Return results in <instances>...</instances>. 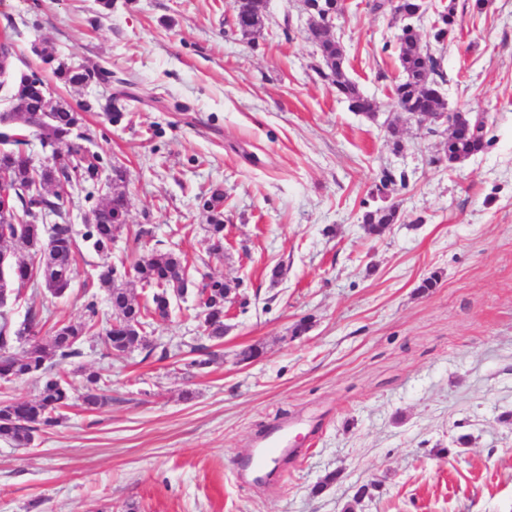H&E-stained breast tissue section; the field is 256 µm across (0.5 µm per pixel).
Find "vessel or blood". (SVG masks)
<instances>
[{
    "mask_svg": "<svg viewBox=\"0 0 512 512\" xmlns=\"http://www.w3.org/2000/svg\"><path fill=\"white\" fill-rule=\"evenodd\" d=\"M298 456L291 425L287 420L277 418L269 422L257 437L253 452L237 459V471L244 476L267 474L287 461L297 460Z\"/></svg>",
    "mask_w": 512,
    "mask_h": 512,
    "instance_id": "vessel-or-blood-1",
    "label": "vessel or blood"
}]
</instances>
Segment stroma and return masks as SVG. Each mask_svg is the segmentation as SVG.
I'll use <instances>...</instances> for the list:
<instances>
[{
  "label": "stroma",
  "instance_id": "stroma-1",
  "mask_svg": "<svg viewBox=\"0 0 512 512\" xmlns=\"http://www.w3.org/2000/svg\"><path fill=\"white\" fill-rule=\"evenodd\" d=\"M455 2L461 26L432 46L441 92L448 110L485 115L489 144L446 166V136L428 122H400L396 141L385 126L400 68L384 45L399 23L368 0H348L333 35L375 121L317 77L303 0H268L248 38L231 31L234 0H113L99 20L96 0H0L17 71L47 46L65 62H110L132 96L121 124L90 112L82 127L126 170V224L107 252L81 245L67 296L22 287L12 320L33 307L51 327L82 321L91 300L108 317L96 274L134 259L140 230L238 286L206 368L183 366L201 336L190 298L147 333L169 358H116L90 339L55 366L76 388L100 375L112 401L66 409L28 447L0 439V512H512V0L480 14ZM384 171L405 177L389 194L401 219L373 238L362 203ZM214 185L220 254L198 200ZM304 317L311 330L293 337ZM253 344L262 356L239 363ZM284 416L300 423L304 459L279 485L242 482L233 459Z\"/></svg>",
  "mask_w": 512,
  "mask_h": 512
}]
</instances>
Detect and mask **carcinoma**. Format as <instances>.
<instances>
[{"label":"carcinoma","mask_w":512,"mask_h":512,"mask_svg":"<svg viewBox=\"0 0 512 512\" xmlns=\"http://www.w3.org/2000/svg\"><path fill=\"white\" fill-rule=\"evenodd\" d=\"M421 6L419 0H372L373 13L389 12L397 17ZM267 0H244L236 9L234 30L248 37L263 25ZM458 24L454 0L434 14L431 37L442 43L455 32ZM307 39L313 41L320 52L323 66L316 69L317 75L326 81L336 94L348 102L353 112L376 116L374 104L359 90L345 72V57L340 43L325 27L308 30ZM396 52L401 74L391 86L390 99L396 111L411 119L415 116L430 120L429 132L445 126V100L432 94L433 87L446 81L441 59L429 50L418 27L409 20L400 27ZM15 44L8 33L0 35V75L5 61L14 57ZM42 66L30 70L28 83L18 81L9 84L3 99L5 110L0 121V137L19 135L25 130L34 133L41 146L48 149L44 161L35 165L26 151L13 145L0 151V174L5 175L4 184L11 188L10 205L13 212L0 214V239L23 241L29 248V256L10 265L12 278L23 286L39 280L54 296L65 295L71 284L73 263L78 253L77 239L91 244L94 250L105 252L111 249L116 233L126 224L127 193L126 171L120 165L104 166L97 154L85 155L77 143L82 135L77 133L83 113L97 111L105 114L111 124L124 119L126 106L123 101L130 98L125 91L110 93L94 105H84L77 112L67 107L49 106L43 94V85L48 83L46 71L61 83L79 87L91 83L112 86V66L97 64H68L55 62L54 52L48 48L38 51ZM66 151H61V146ZM488 146L484 117L473 116L466 111H457L452 130L448 131L447 149L436 163L461 162L482 152ZM75 183V190L84 194L87 202H94L90 212L92 222L76 232L73 225L63 222L51 228L54 239L49 254L42 251L43 233L41 215L44 207L52 206L58 215L65 207L63 184ZM396 183L389 171L382 173L376 186V197L380 203L364 205L362 222L371 237L380 235L387 225L395 223L399 216L398 204L388 200L387 190ZM202 208L209 212L207 226L212 250L224 249V219L220 206L224 202V190L215 186L209 196L200 198ZM142 253L131 263L124 262L108 266L98 274V281L108 287L112 310L121 314V320L109 324L100 339L107 350L120 358L135 348L153 353L147 340L146 329L154 318L168 316L175 291L189 276L186 260L171 250L141 244ZM137 280L142 287L150 289L144 301L137 300L127 289L128 280ZM239 284L231 285L222 280L205 276L200 283L199 296L204 298L202 309L206 310L204 335L212 340L224 338V302ZM88 320L69 323L54 333L50 340L40 338L42 317L40 311L30 308L20 323H15L8 313L0 312V379L11 382L15 379H32L40 385L39 396L34 400L0 402V438L19 447L29 446L38 429L57 426L62 420V410L70 406L72 388L68 381L52 373V366L70 362L82 356L84 338L94 335L97 303L85 305ZM22 345L20 354L11 352L12 343ZM193 358L185 363L189 370L202 368L211 362L203 358L207 348L203 345L190 347ZM106 382L90 373L84 376L83 402L90 408H101L108 403Z\"/></svg>","instance_id":"1"}]
</instances>
